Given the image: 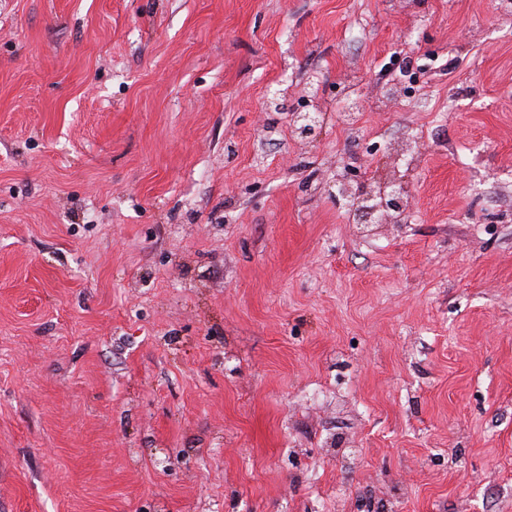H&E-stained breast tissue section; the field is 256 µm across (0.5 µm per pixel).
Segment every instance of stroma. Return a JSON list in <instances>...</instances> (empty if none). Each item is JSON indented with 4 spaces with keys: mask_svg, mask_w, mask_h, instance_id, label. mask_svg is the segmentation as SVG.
I'll use <instances>...</instances> for the list:
<instances>
[{
    "mask_svg": "<svg viewBox=\"0 0 512 512\" xmlns=\"http://www.w3.org/2000/svg\"><path fill=\"white\" fill-rule=\"evenodd\" d=\"M415 133L360 233L327 185ZM362 501L512 512V14L0 0V512ZM329 194L337 206L347 208L357 224L367 232L377 230L379 224H397L401 227L410 205L411 190L405 175H396L378 192L354 187L351 178L336 179Z\"/></svg>",
    "mask_w": 512,
    "mask_h": 512,
    "instance_id": "1",
    "label": "stroma"
}]
</instances>
